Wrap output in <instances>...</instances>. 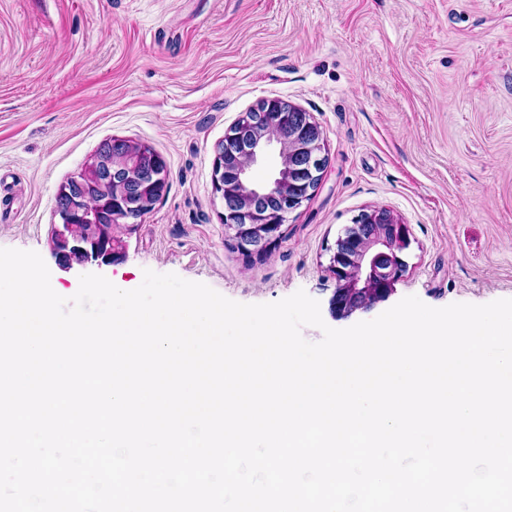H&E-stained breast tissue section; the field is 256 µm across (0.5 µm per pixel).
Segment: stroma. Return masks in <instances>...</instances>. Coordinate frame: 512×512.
<instances>
[{
  "instance_id": "obj_1",
  "label": "stroma",
  "mask_w": 512,
  "mask_h": 512,
  "mask_svg": "<svg viewBox=\"0 0 512 512\" xmlns=\"http://www.w3.org/2000/svg\"><path fill=\"white\" fill-rule=\"evenodd\" d=\"M270 98L314 118L327 165L248 258L225 240L214 162ZM112 138L156 151L168 189L114 226L122 259L65 269L59 190ZM376 207L407 224V269L336 318V241ZM0 248L38 252L67 298L81 273L134 289L149 269L246 304L302 290L336 329L409 295L512 298V0H0Z\"/></svg>"
}]
</instances>
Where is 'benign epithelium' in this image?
Wrapping results in <instances>:
<instances>
[{"mask_svg": "<svg viewBox=\"0 0 512 512\" xmlns=\"http://www.w3.org/2000/svg\"><path fill=\"white\" fill-rule=\"evenodd\" d=\"M296 106L283 100L264 101L245 112L225 131L215 160L213 183L220 188L224 202L225 240L247 256L268 253L280 237L288 213L308 200L313 192L307 186L295 193L292 169L296 155L307 156L309 168L321 178L326 164L320 127L311 119L303 130L284 132L277 115ZM117 139L103 142L89 163L59 195L68 196L69 207L60 213L62 229L55 235L63 266L80 268L88 263L109 264L124 252L122 240L112 234V226L132 217V211L143 206L133 202L114 210L110 220L101 222L96 214L81 213L84 194L91 188L109 186L112 193L125 198L140 180L139 159L145 147L127 142L123 155H115ZM279 147L280 167L273 180L266 184L251 181V168L273 146ZM236 169L238 185L246 188L237 193L222 184L224 170ZM407 225L385 208L365 212L336 241L331 269L337 272L336 291L330 300L333 314L348 318L358 310H368L388 298L393 285L405 272L400 253L409 246Z\"/></svg>", "mask_w": 512, "mask_h": 512, "instance_id": "7a95c632", "label": "benign epithelium"}]
</instances>
